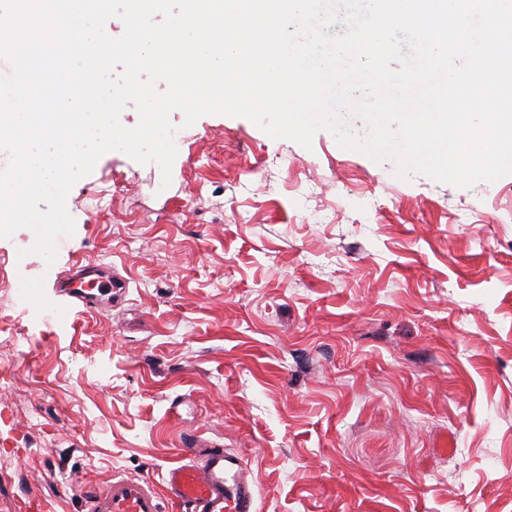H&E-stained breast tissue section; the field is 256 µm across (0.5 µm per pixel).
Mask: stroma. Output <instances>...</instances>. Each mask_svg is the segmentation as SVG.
I'll list each match as a JSON object with an SVG mask.
<instances>
[{"label":"stroma","mask_w":512,"mask_h":512,"mask_svg":"<svg viewBox=\"0 0 512 512\" xmlns=\"http://www.w3.org/2000/svg\"><path fill=\"white\" fill-rule=\"evenodd\" d=\"M176 148L167 186L102 155L53 264L0 238V493L89 512L116 474L163 488L193 434L258 512H512V174L403 181L227 115ZM93 263L106 310L55 289Z\"/></svg>","instance_id":"35a3bbf8"}]
</instances>
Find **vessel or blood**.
<instances>
[{"label": "vessel or blood", "instance_id": "1", "mask_svg": "<svg viewBox=\"0 0 512 512\" xmlns=\"http://www.w3.org/2000/svg\"><path fill=\"white\" fill-rule=\"evenodd\" d=\"M59 291L88 307L97 303L77 271L61 274ZM180 452L184 463L168 471L164 492L149 481L116 476L92 496L90 512H163L166 499L179 512H256L257 481L243 457L193 435L181 438Z\"/></svg>", "mask_w": 512, "mask_h": 512}]
</instances>
